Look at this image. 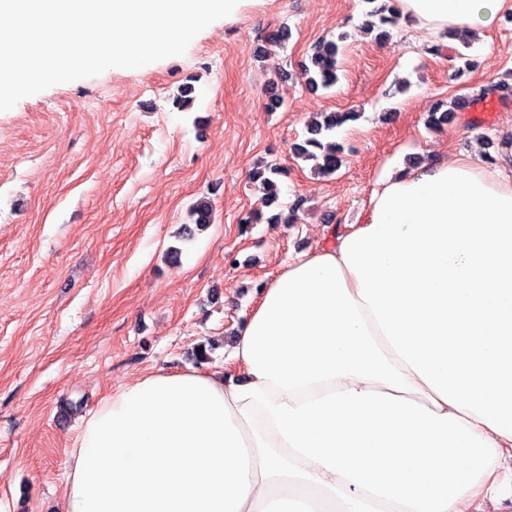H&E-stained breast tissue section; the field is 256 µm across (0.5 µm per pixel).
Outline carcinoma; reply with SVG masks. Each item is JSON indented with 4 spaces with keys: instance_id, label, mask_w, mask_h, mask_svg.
Masks as SVG:
<instances>
[{
    "instance_id": "obj_1",
    "label": "carcinoma",
    "mask_w": 512,
    "mask_h": 512,
    "mask_svg": "<svg viewBox=\"0 0 512 512\" xmlns=\"http://www.w3.org/2000/svg\"><path fill=\"white\" fill-rule=\"evenodd\" d=\"M370 20L366 21L362 30L366 33L380 29L378 38L387 36L383 30L386 25H394L399 14L394 7L375 8L370 13ZM338 40H319L308 55L307 63L302 66V76L306 86L312 90L319 88L329 89L339 80L338 56L340 47ZM356 119L354 112H318L308 123L309 137L302 144L293 147L296 158L304 161H313L312 171L320 177H328L336 173L344 164L341 148L325 141V138L336 128L348 121ZM286 174V170L275 162H266L259 169L253 171L251 180L260 184L261 203L264 207H271L278 203L280 198L279 176ZM213 207L209 199L203 197L194 203L190 209L192 224H183L177 231V237L185 242L194 239L196 232L203 230L212 223Z\"/></svg>"
}]
</instances>
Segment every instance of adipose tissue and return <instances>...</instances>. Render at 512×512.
I'll return each mask as SVG.
<instances>
[{
  "instance_id": "obj_1",
  "label": "adipose tissue",
  "mask_w": 512,
  "mask_h": 512,
  "mask_svg": "<svg viewBox=\"0 0 512 512\" xmlns=\"http://www.w3.org/2000/svg\"><path fill=\"white\" fill-rule=\"evenodd\" d=\"M430 36L512 0H395ZM223 371L104 399L62 512H505L512 151L387 172L363 223L283 263Z\"/></svg>"
}]
</instances>
